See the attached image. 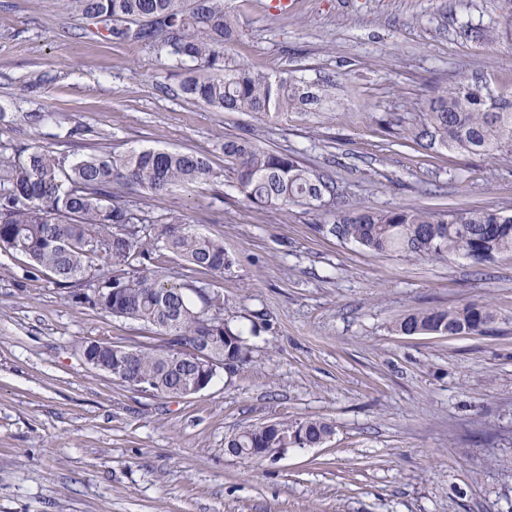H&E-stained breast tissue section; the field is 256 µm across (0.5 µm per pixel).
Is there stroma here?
<instances>
[{"label": "stroma", "mask_w": 512, "mask_h": 512, "mask_svg": "<svg viewBox=\"0 0 512 512\" xmlns=\"http://www.w3.org/2000/svg\"><path fill=\"white\" fill-rule=\"evenodd\" d=\"M230 54L269 75L336 78L325 106L269 118L183 98L148 48L93 33L69 0H0V152L72 158L145 148L206 155L216 179L123 200L219 236L235 264L213 283L250 361L191 396L90 367L86 340L165 337L25 275L0 251V512H512V256L375 255L320 232L338 211L408 206L512 214V158L422 148L403 132L434 87L512 96L505 0H230ZM246 135L330 179L324 207L249 205L224 170ZM485 301L491 336H403L433 305ZM319 417L334 434L254 463L237 432Z\"/></svg>", "instance_id": "1"}]
</instances>
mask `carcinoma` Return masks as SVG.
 Instances as JSON below:
<instances>
[{"label":"carcinoma","mask_w":512,"mask_h":512,"mask_svg":"<svg viewBox=\"0 0 512 512\" xmlns=\"http://www.w3.org/2000/svg\"><path fill=\"white\" fill-rule=\"evenodd\" d=\"M70 8L117 40L144 45L178 66H202L209 76L184 78L180 91L224 112L279 117L307 111L321 105L335 83L333 76L320 86L292 75L272 78L237 62L227 46L242 29L224 0H70ZM406 139L489 158L512 156V98L495 97L477 81L440 88ZM224 160L252 205L314 206L334 195L331 184L299 159L245 137L224 140ZM213 177L209 160L195 152L146 149L70 160L35 144L0 154V250L25 256L29 276H45L93 308L143 322L167 337L162 348L131 349L123 364L112 350L87 343L106 371L126 385L138 379L158 395L182 396L197 376L190 351L196 336L215 337L210 354L223 358L226 370L248 362L242 332L224 323V296L207 282L172 281L154 266L155 255L167 253L222 276L235 263L224 239L202 235L189 224L155 223L117 201L118 191L128 186L159 192ZM329 232L376 255L465 256L478 265L512 255V215L491 209L349 208L337 213ZM496 323L490 304L471 302L421 309L399 319L395 328L406 336H488ZM295 428L305 448L324 444L334 432L320 418L276 421L232 436L227 447L259 461L262 456L253 449L284 448V432Z\"/></svg>","instance_id":"carcinoma-1"}]
</instances>
